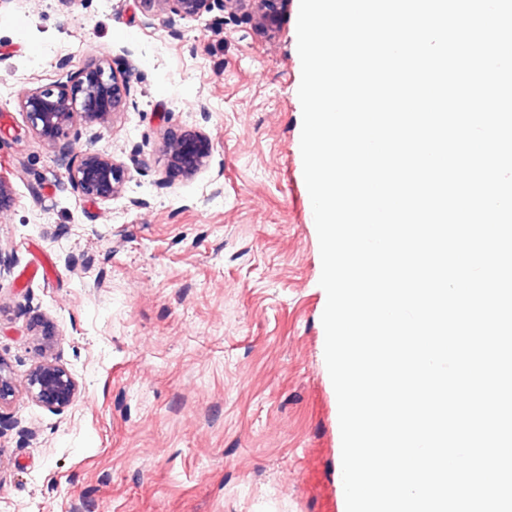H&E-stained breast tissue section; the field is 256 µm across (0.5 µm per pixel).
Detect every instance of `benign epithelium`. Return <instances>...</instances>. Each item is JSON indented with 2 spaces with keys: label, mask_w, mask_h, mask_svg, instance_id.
<instances>
[{
  "label": "benign epithelium",
  "mask_w": 512,
  "mask_h": 512,
  "mask_svg": "<svg viewBox=\"0 0 512 512\" xmlns=\"http://www.w3.org/2000/svg\"><path fill=\"white\" fill-rule=\"evenodd\" d=\"M210 0H137L142 14L150 19L171 13L183 19H194L206 9ZM224 10L242 13L254 30L272 38L277 33V4L288 0H219ZM130 86L128 79L112 69L105 60H92L81 71L66 74V80L48 87H38L19 98L32 133L54 148L65 160L69 182L82 195L110 200L121 190L125 168L112 155L94 148L112 118L126 111ZM93 130L89 147L75 153L66 140L76 122ZM163 153L167 169L191 177L208 165L211 156L207 137L198 132L168 131ZM57 343L54 326L45 324L39 333L37 347L47 355ZM26 391L32 401L48 408L63 410L74 403L80 393L77 379L64 367L46 358L27 378ZM16 394V384L0 363V408Z\"/></svg>",
  "instance_id": "benign-epithelium-1"
}]
</instances>
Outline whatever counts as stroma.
<instances>
[{
	"label": "stroma",
	"instance_id": "obj_1",
	"mask_svg": "<svg viewBox=\"0 0 512 512\" xmlns=\"http://www.w3.org/2000/svg\"><path fill=\"white\" fill-rule=\"evenodd\" d=\"M299 0L275 38L212 5L145 18L136 0L0 6V512H344L325 291L300 150ZM129 73L98 146L128 172L93 200L18 106L92 58ZM211 141L192 177L165 170L167 128ZM52 271L21 274L36 256ZM77 378L68 409L28 398L33 328Z\"/></svg>",
	"mask_w": 512,
	"mask_h": 512
}]
</instances>
